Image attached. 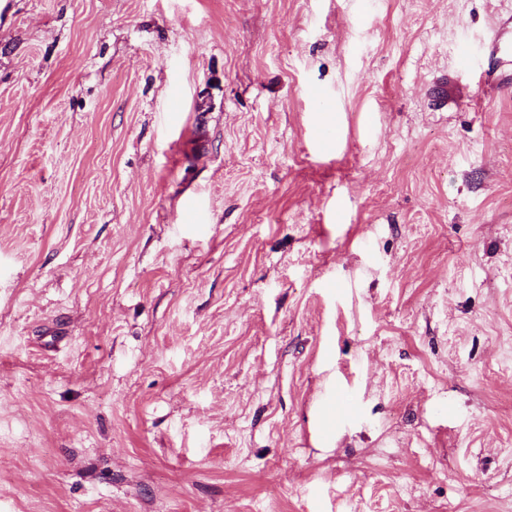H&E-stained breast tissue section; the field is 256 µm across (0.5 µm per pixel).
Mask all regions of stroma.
<instances>
[{
	"label": "stroma",
	"instance_id": "1",
	"mask_svg": "<svg viewBox=\"0 0 512 512\" xmlns=\"http://www.w3.org/2000/svg\"><path fill=\"white\" fill-rule=\"evenodd\" d=\"M509 75L512 0H0V512H512Z\"/></svg>",
	"mask_w": 512,
	"mask_h": 512
}]
</instances>
